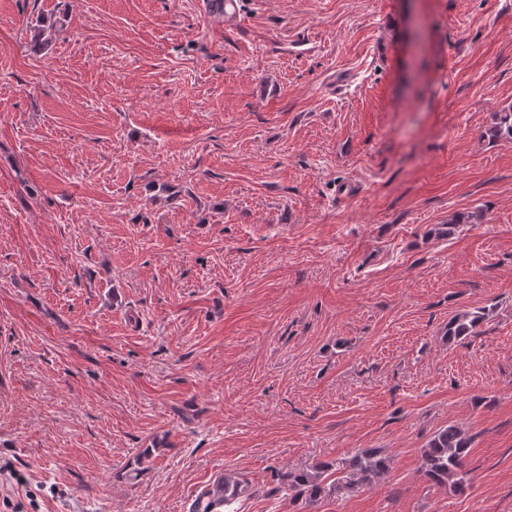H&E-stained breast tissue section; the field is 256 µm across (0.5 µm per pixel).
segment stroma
Returning a JSON list of instances; mask_svg holds the SVG:
<instances>
[{
	"label": "stroma",
	"instance_id": "35a3bbf8",
	"mask_svg": "<svg viewBox=\"0 0 512 512\" xmlns=\"http://www.w3.org/2000/svg\"><path fill=\"white\" fill-rule=\"evenodd\" d=\"M239 2L0 0V512H512V0ZM485 311L486 309L464 311L450 318L446 330L448 343H455L466 339L468 336L477 335L479 326L488 316V313ZM469 438L456 425L440 430L423 448L421 470L423 475L438 486L458 488L466 482L464 457ZM389 459L375 450H363L336 460L339 488L376 487L389 471ZM322 469L324 468L316 467L314 471L288 470L281 472L279 478L289 493L304 497L306 503L313 504L321 498L327 489ZM235 476H219L208 488L202 490L192 502L189 512H215L230 505L242 493V484Z\"/></svg>",
	"mask_w": 512,
	"mask_h": 512
}]
</instances>
